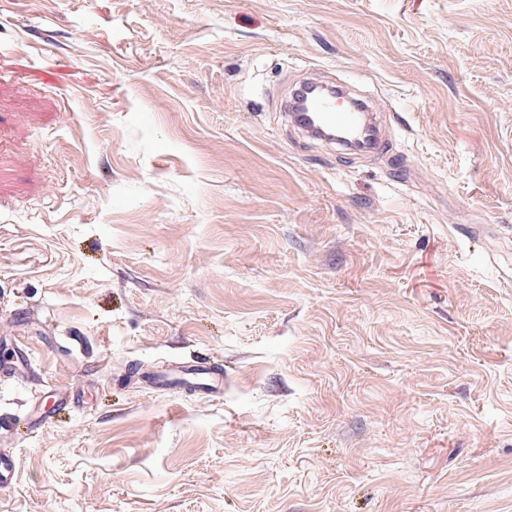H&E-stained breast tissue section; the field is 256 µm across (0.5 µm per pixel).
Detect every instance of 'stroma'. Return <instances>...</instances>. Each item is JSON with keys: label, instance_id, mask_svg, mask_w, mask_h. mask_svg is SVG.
I'll use <instances>...</instances> for the list:
<instances>
[{"label": "stroma", "instance_id": "1", "mask_svg": "<svg viewBox=\"0 0 512 512\" xmlns=\"http://www.w3.org/2000/svg\"><path fill=\"white\" fill-rule=\"evenodd\" d=\"M0 451V512H512V0H0ZM332 88L327 90L332 96L308 101L304 104L305 110H302L301 101L299 112H295V109L301 90H296L289 104L291 112H288V116L291 121L308 135L328 144H337L346 151L370 156L383 155L387 145L379 133L376 118L370 107L361 99H358V102H349L342 95L345 94L343 88ZM343 101L346 102L345 106ZM320 129L345 131L352 139L345 143L336 142L319 134ZM146 382L155 386L192 385L208 394L222 392L223 378L206 361L174 362L160 374L148 376Z\"/></svg>", "mask_w": 512, "mask_h": 512}]
</instances>
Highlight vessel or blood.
<instances>
[{"label": "vessel or blood", "mask_w": 512, "mask_h": 512, "mask_svg": "<svg viewBox=\"0 0 512 512\" xmlns=\"http://www.w3.org/2000/svg\"><path fill=\"white\" fill-rule=\"evenodd\" d=\"M289 117L313 137L322 129L349 133L351 140L344 143V150L370 156L385 152L386 142L379 133L370 107L362 101L345 102L342 93L310 101L305 110L290 112ZM147 381L155 386L192 385L214 395L223 388V379L218 370L202 361L170 364L163 373L148 376Z\"/></svg>", "instance_id": "obj_1"}]
</instances>
